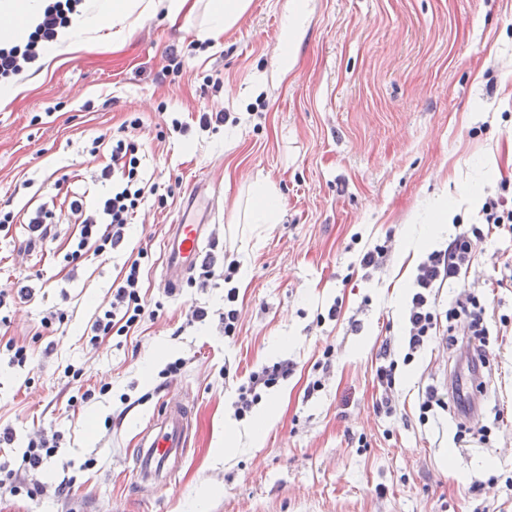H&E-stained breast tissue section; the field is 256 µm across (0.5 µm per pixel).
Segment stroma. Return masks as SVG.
Returning <instances> with one entry per match:
<instances>
[{
  "label": "stroma",
  "instance_id": "35a3bbf8",
  "mask_svg": "<svg viewBox=\"0 0 512 512\" xmlns=\"http://www.w3.org/2000/svg\"><path fill=\"white\" fill-rule=\"evenodd\" d=\"M287 2L251 0L216 42L200 40L202 14L157 13L123 44L54 59L0 105V206L19 214L0 229V289L23 278L32 291L0 308V428L14 433L0 464L18 468L39 434L63 436L34 477L46 493H0V512H512V233L483 243L464 286L444 285L436 299L442 316L461 290L486 299L490 356L476 416H460L443 384L467 372L464 347L445 337L399 367L392 393L376 379L383 343L405 353L426 256L406 252L408 225L443 195L458 223H478L479 199L512 180V97L502 89L512 81V0H303L294 28L283 22ZM171 49L181 71L164 69ZM215 100L231 121L200 128ZM135 117L145 176L174 187L166 206L145 203L122 248L77 267L64 260L77 225L30 243L28 215L91 188L109 161L93 139ZM175 117L186 134L173 131ZM196 179L217 190L206 234L215 259L240 265L230 340L222 279L176 296L161 279L170 226ZM259 182L278 193L279 223L246 219ZM384 240V266L363 269L362 250ZM142 250L141 294L156 317L89 344L113 281ZM193 306L208 309L206 323H188ZM51 311L65 319L42 330ZM10 340L30 348L26 365L10 363ZM178 358L181 372L161 378ZM283 359L293 371L267 395L279 418L254 440L264 408L235 419L237 387ZM70 364L79 381L65 378ZM317 379L322 389L308 392ZM104 383L107 394L72 403L78 388ZM430 389L447 406L424 420ZM387 396L390 417L376 410ZM172 397L194 405L193 445L167 485L136 486L140 434ZM228 423L237 446L224 455ZM65 477L71 490L59 501L50 490Z\"/></svg>",
  "mask_w": 512,
  "mask_h": 512
}]
</instances>
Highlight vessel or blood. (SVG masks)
Listing matches in <instances>:
<instances>
[{
  "instance_id": "obj_1",
  "label": "vessel or blood",
  "mask_w": 512,
  "mask_h": 512,
  "mask_svg": "<svg viewBox=\"0 0 512 512\" xmlns=\"http://www.w3.org/2000/svg\"><path fill=\"white\" fill-rule=\"evenodd\" d=\"M212 218L211 210L202 208L199 198H192L172 225L166 244L164 286L177 293L184 280L200 262L204 229ZM193 407L182 401H166L153 412L140 436L136 450L135 473L138 483L146 484L171 476L172 463L183 456L189 445Z\"/></svg>"
}]
</instances>
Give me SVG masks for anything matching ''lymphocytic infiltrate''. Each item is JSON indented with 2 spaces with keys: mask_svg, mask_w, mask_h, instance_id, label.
<instances>
[{
  "mask_svg": "<svg viewBox=\"0 0 512 512\" xmlns=\"http://www.w3.org/2000/svg\"><path fill=\"white\" fill-rule=\"evenodd\" d=\"M84 2L43 0L36 23L20 39L0 43V83L10 82L36 66L58 32L70 27L73 16L82 11ZM139 125L136 118L123 122L110 137V162L97 177L106 190L97 196L94 204H86L80 196L71 197L69 216L79 224L80 233L66 255L67 261L76 262L91 254L99 256L114 251L126 240L128 228L145 199L152 197L158 204H165L167 196L161 193L159 183L145 180L141 175L143 150L133 136ZM501 188V194L484 199L480 224L463 226L445 248L430 252L419 264L408 310L405 354L397 360L390 351H383L384 362L376 370L381 387L392 388L399 361H412L417 352L439 335L435 288L465 277L479 244L493 234L512 229V183L502 182ZM141 280V264L139 260H132L112 291L109 309L98 315L91 326V343L113 334L126 335L145 319L153 317V310L141 295ZM484 314L483 301L471 292L461 293L448 311L449 321L462 326L468 336L470 358L482 363L487 360L489 334ZM292 370V363L282 360L251 372L239 387L235 417H246L264 394L287 378Z\"/></svg>",
  "mask_w": 512,
  "mask_h": 512,
  "instance_id": "1",
  "label": "lymphocytic infiltrate"
}]
</instances>
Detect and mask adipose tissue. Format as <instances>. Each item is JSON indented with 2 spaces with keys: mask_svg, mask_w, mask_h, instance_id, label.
Instances as JSON below:
<instances>
[{
  "mask_svg": "<svg viewBox=\"0 0 512 512\" xmlns=\"http://www.w3.org/2000/svg\"><path fill=\"white\" fill-rule=\"evenodd\" d=\"M190 5V0H95L70 28L61 32L48 51L49 57L74 53L83 49L88 40L100 31H110L114 42L127 39L132 30L146 17L165 12L177 19ZM250 6V0H208V26L204 38L219 40L233 28ZM41 11L39 0H0V39L10 40L22 35Z\"/></svg>",
  "mask_w": 512,
  "mask_h": 512,
  "instance_id": "obj_1",
  "label": "adipose tissue"
}]
</instances>
